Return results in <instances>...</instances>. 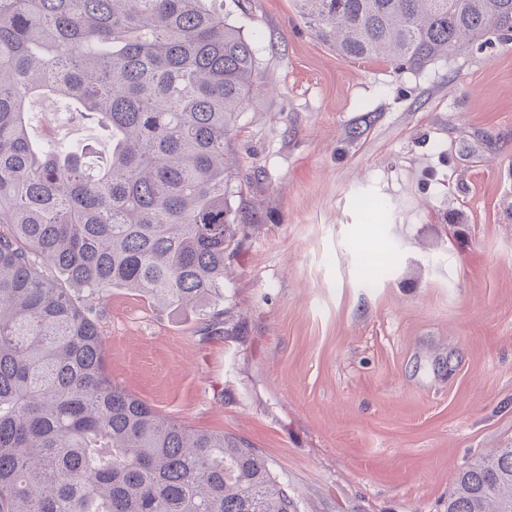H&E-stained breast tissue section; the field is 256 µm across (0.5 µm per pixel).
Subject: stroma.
Masks as SVG:
<instances>
[{"label":"stroma","instance_id":"1","mask_svg":"<svg viewBox=\"0 0 512 512\" xmlns=\"http://www.w3.org/2000/svg\"><path fill=\"white\" fill-rule=\"evenodd\" d=\"M263 86L237 118L241 216L215 323L97 300L108 372L249 444L299 512H448L512 446V34L424 68L345 60L292 0H224ZM36 134L106 133L59 104Z\"/></svg>","mask_w":512,"mask_h":512}]
</instances>
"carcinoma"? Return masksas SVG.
<instances>
[{
  "mask_svg": "<svg viewBox=\"0 0 512 512\" xmlns=\"http://www.w3.org/2000/svg\"><path fill=\"white\" fill-rule=\"evenodd\" d=\"M295 2L344 60L422 68L512 32V0ZM258 80L224 0H0V512H298L244 441L112 383L73 295L218 313ZM47 98L109 133L108 162L31 134ZM448 512H512V447L461 471Z\"/></svg>",
  "mask_w": 512,
  "mask_h": 512,
  "instance_id": "cac0c4a2",
  "label": "carcinoma"
}]
</instances>
